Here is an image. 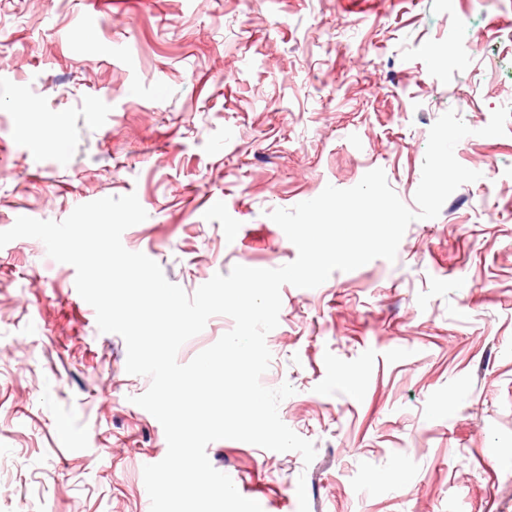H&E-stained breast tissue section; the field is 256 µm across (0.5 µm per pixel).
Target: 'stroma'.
Returning <instances> with one entry per match:
<instances>
[{
  "label": "stroma",
  "mask_w": 512,
  "mask_h": 512,
  "mask_svg": "<svg viewBox=\"0 0 512 512\" xmlns=\"http://www.w3.org/2000/svg\"><path fill=\"white\" fill-rule=\"evenodd\" d=\"M512 0H0V231L136 193L122 235L187 294L295 246L269 214L383 169L407 207L431 126L480 179L395 261L283 285L263 385L316 456L212 466L263 512H512ZM35 135L22 137L21 124ZM73 266L0 248V512H150L164 430Z\"/></svg>",
  "instance_id": "35a3bbf8"
}]
</instances>
